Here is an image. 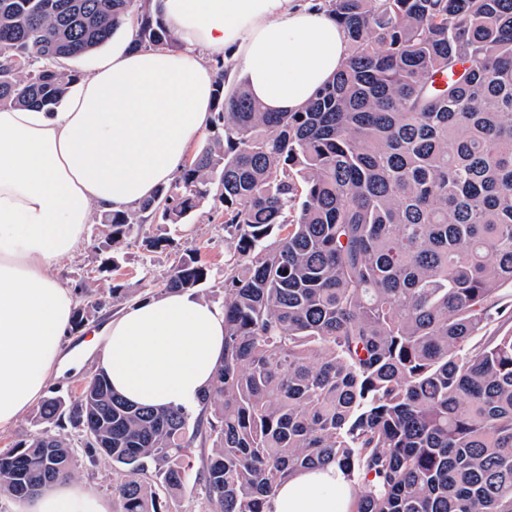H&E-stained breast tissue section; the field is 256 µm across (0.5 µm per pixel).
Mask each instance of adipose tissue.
I'll return each mask as SVG.
<instances>
[{
    "instance_id": "1",
    "label": "adipose tissue",
    "mask_w": 512,
    "mask_h": 512,
    "mask_svg": "<svg viewBox=\"0 0 512 512\" xmlns=\"http://www.w3.org/2000/svg\"><path fill=\"white\" fill-rule=\"evenodd\" d=\"M180 46L133 48L135 30L98 58L56 112L0 108V429L76 366L63 346L76 296L60 258L87 239L94 210L125 211L169 184L209 125L214 72L224 60L273 112L305 106L350 51L322 0H162ZM113 390L151 407L192 400L224 353V315L191 292L127 306L92 330ZM270 512H351L333 466L282 483ZM21 512H108L73 480L26 500Z\"/></svg>"
}]
</instances>
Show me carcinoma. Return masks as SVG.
<instances>
[{"label":"carcinoma","instance_id":"1","mask_svg":"<svg viewBox=\"0 0 512 512\" xmlns=\"http://www.w3.org/2000/svg\"><path fill=\"white\" fill-rule=\"evenodd\" d=\"M331 13L351 51L307 106L267 112L218 63L213 136L153 197L98 213L117 249L223 204L224 358L200 413L135 407L97 373L0 450V494L72 477L70 429L121 474L114 512H171L201 434L209 512H268L329 465L355 512H512V0ZM126 17L136 46L178 45L153 0H0V108L54 111L81 78L58 61ZM209 276L186 254L156 284Z\"/></svg>","mask_w":512,"mask_h":512}]
</instances>
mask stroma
Instances as JSON below:
<instances>
[{"label": "stroma", "instance_id": "35a3bbf8", "mask_svg": "<svg viewBox=\"0 0 512 512\" xmlns=\"http://www.w3.org/2000/svg\"><path fill=\"white\" fill-rule=\"evenodd\" d=\"M140 236V241L119 250V269L107 276L97 271L108 251L105 227L97 223L89 224L86 243L60 263L62 280L75 288L89 281L98 289L118 283L123 286L130 302L134 303L155 297L153 281L167 272L175 253L196 251L211 269L210 280L198 288L197 294L215 307H223L224 262L230 258L234 247L224 237V212L219 202L207 200L186 224L144 225ZM157 237L167 238V246L147 250L144 239ZM74 479L108 502L112 499L117 472L111 460L101 458L92 464L82 457L76 463Z\"/></svg>", "mask_w": 512, "mask_h": 512}]
</instances>
